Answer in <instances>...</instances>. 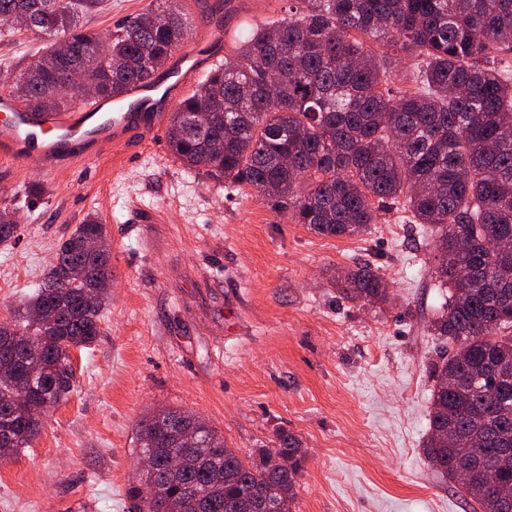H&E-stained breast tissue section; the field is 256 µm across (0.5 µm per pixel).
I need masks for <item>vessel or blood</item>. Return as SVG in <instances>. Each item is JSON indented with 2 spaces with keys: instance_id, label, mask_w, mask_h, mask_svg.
<instances>
[{
  "instance_id": "1",
  "label": "vessel or blood",
  "mask_w": 512,
  "mask_h": 512,
  "mask_svg": "<svg viewBox=\"0 0 512 512\" xmlns=\"http://www.w3.org/2000/svg\"><path fill=\"white\" fill-rule=\"evenodd\" d=\"M224 54V29L209 19L203 36L149 81L119 97L95 101L74 112L27 110L0 92V154L18 162L36 159L49 172L99 155L125 151L132 136L149 137L163 126L171 102Z\"/></svg>"
}]
</instances>
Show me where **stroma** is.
<instances>
[{
	"mask_svg": "<svg viewBox=\"0 0 512 512\" xmlns=\"http://www.w3.org/2000/svg\"><path fill=\"white\" fill-rule=\"evenodd\" d=\"M153 6L104 0L82 23L106 34ZM287 7L235 0L224 26ZM44 42L0 23V90ZM5 206L23 222L0 244V319L87 216L107 228L112 281L97 340L72 353L70 392L31 447L0 461V512H136V424L164 408L203 417L243 456L292 433L305 451L292 512H473L424 453L446 345L430 330L444 301L430 225L394 207L367 233L318 234L187 169L163 135L124 164L107 152L57 173L0 154ZM358 262L379 268L389 302L341 294L337 275Z\"/></svg>",
	"mask_w": 512,
	"mask_h": 512,
	"instance_id": "1",
	"label": "stroma"
}]
</instances>
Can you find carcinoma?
Returning a JSON list of instances; mask_svg holds the SVG:
<instances>
[{"label":"carcinoma","instance_id":"cac0c4a2","mask_svg":"<svg viewBox=\"0 0 512 512\" xmlns=\"http://www.w3.org/2000/svg\"><path fill=\"white\" fill-rule=\"evenodd\" d=\"M101 4L0 0V21L50 36L10 88L23 107L61 111L68 96L49 87L83 65L100 74L94 97L119 95L187 39L168 0L153 10L155 23L133 16L107 37L84 29L80 19ZM62 39L66 53L56 48ZM228 39L234 55L170 116L169 152L325 236L365 233L391 205L436 227L433 277L449 295L431 327L456 349L434 368L425 453L448 481L469 472L463 490L474 512H512V251L501 250L512 241V67L488 66L512 53V0H288L287 16ZM398 59L417 71L409 88L396 84ZM200 112L211 113L208 124L196 122ZM18 228L16 211L1 208L0 243ZM92 236L102 244L89 253ZM110 258L105 226L86 218L61 240L15 322L0 320L1 460L31 446L42 414L70 391L71 351L96 341L108 301L85 296L112 279ZM338 282L368 304L388 300L384 276L368 263ZM183 429L203 447H184ZM278 441L242 457L202 417L159 410L137 424L139 453L179 454L182 467L159 472L152 496L130 494L138 512H240L250 497L291 512L305 452L286 431ZM274 452L293 456L294 470L269 467Z\"/></svg>","mask_w":512,"mask_h":512}]
</instances>
